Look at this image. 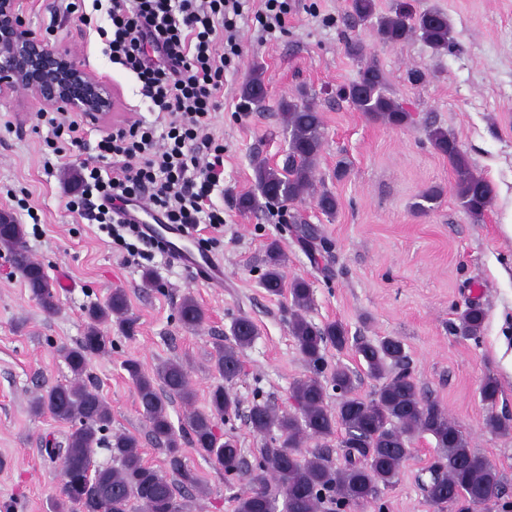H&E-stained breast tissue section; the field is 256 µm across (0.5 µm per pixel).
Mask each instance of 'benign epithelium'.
<instances>
[{"mask_svg":"<svg viewBox=\"0 0 512 512\" xmlns=\"http://www.w3.org/2000/svg\"><path fill=\"white\" fill-rule=\"evenodd\" d=\"M25 91L61 112L91 118L113 108L109 86L71 55L27 29L23 0H0V95Z\"/></svg>","mask_w":512,"mask_h":512,"instance_id":"1","label":"benign epithelium"}]
</instances>
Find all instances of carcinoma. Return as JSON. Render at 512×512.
Instances as JSON below:
<instances>
[{
  "label": "carcinoma",
  "mask_w": 512,
  "mask_h": 512,
  "mask_svg": "<svg viewBox=\"0 0 512 512\" xmlns=\"http://www.w3.org/2000/svg\"><path fill=\"white\" fill-rule=\"evenodd\" d=\"M353 14L361 20L371 19L375 0H350ZM417 31L434 50H448L455 45L448 15L438 8L418 13L402 3L392 14L379 18L375 36L382 43H396ZM360 112L392 127H402L411 115L387 91V79L374 63L367 64L358 78L340 89ZM266 98V87L260 73L252 74L242 85L240 99L246 109L260 105ZM283 117L289 132L288 152L283 164L271 165L261 160L254 165L255 186L270 206H283L315 199L317 207L329 217L336 214L338 201L328 191H317L315 169L322 146V118L316 108L306 102L282 103ZM427 137L434 149L448 158L456 174L455 192L463 209L481 219L492 206L494 188L483 176L474 172L469 157L458 147L456 139L442 128H430ZM289 231L298 241L313 244L317 231L294 217ZM0 248L13 260L16 273L43 311L57 307V291L43 266L33 261L24 246L21 224L0 223ZM287 255L276 241L266 250V269L260 284L272 296L285 293L291 297L289 331L304 361L314 370L325 363V352H338L352 346L364 362L367 373L383 380L370 399L356 393L357 375L346 366L333 369L330 382L339 392L336 410L328 406L327 388L317 378L296 381L290 392L294 411L278 412L264 401L254 402L246 415L249 429L263 438L278 432L284 437L281 445L261 449L257 464L259 488L236 500L235 512H318L324 501L340 508L357 507L374 499L380 487H388L399 474L403 461L411 452L412 439L428 434L439 450L431 479L425 485L428 499L437 506L464 501L478 510L487 504L502 487L496 468L484 464L482 456L470 448L462 431L436 402L423 398L412 375L403 342L387 336L377 342L350 340L340 322L319 327L306 313L313 302L312 288L304 279L285 284L283 268ZM486 314L472 304L462 314L456 328L459 338L475 339L483 330ZM84 336L73 347L61 349L73 378L38 395L31 411L45 412L56 420L71 424L64 447L42 449L49 458L59 457L70 472L71 479L52 501V512H183L177 494L182 489L206 493L197 474L185 467L182 456L183 434L171 422L168 406L173 398L188 405L193 400L184 364L169 360L153 373L142 370L138 361L123 364L136 393L149 434L162 447L171 479L161 470L145 463L136 437L117 434L108 449L119 467L95 466L97 449L104 442L103 432L112 423V412L98 391L87 384L84 376L89 360L108 352L109 340L102 326L115 322L129 337L136 332V320L128 315V299L122 290H115L104 305L92 306L86 313ZM178 320L188 329L203 321V311L196 300L186 295L178 308ZM229 342L218 340L212 353L215 369L227 382L241 372V353L259 335L255 322L239 316L232 322ZM481 398L495 404L499 394L496 379L488 377L480 389ZM239 414V400L219 386L210 393V413H190L184 427L191 435L195 450L224 470V476L242 473L244 461L235 439L221 438L215 432L216 418L229 420ZM343 432L346 448L345 464L333 468L327 464L320 449L329 445L337 432ZM306 439L317 442L319 450L305 452Z\"/></svg>",
  "instance_id": "carcinoma-1"
}]
</instances>
